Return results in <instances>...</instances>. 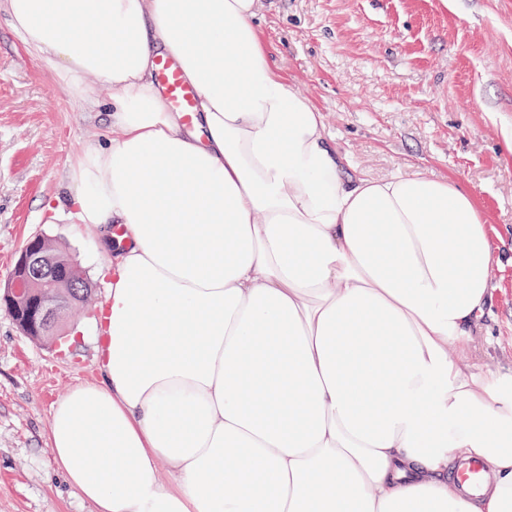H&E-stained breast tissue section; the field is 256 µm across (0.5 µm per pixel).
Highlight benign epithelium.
<instances>
[{
    "label": "benign epithelium",
    "instance_id": "benign-epithelium-1",
    "mask_svg": "<svg viewBox=\"0 0 512 512\" xmlns=\"http://www.w3.org/2000/svg\"><path fill=\"white\" fill-rule=\"evenodd\" d=\"M83 282L80 269L58 256L43 235L22 250L7 285L4 301L15 321L31 336L50 332L63 322L71 299Z\"/></svg>",
    "mask_w": 512,
    "mask_h": 512
}]
</instances>
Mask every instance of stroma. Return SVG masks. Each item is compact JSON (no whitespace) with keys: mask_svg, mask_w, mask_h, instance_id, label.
I'll return each mask as SVG.
<instances>
[{"mask_svg":"<svg viewBox=\"0 0 512 512\" xmlns=\"http://www.w3.org/2000/svg\"><path fill=\"white\" fill-rule=\"evenodd\" d=\"M259 24L278 71L323 112L347 173L422 172L472 194L507 258L491 272L475 356L511 369L512 0H260ZM107 134L0 10V287L37 234L94 287L60 347L26 336L0 305V512H95L58 471L49 424L62 396L99 377L112 249L106 227L76 222L66 172Z\"/></svg>","mask_w":512,"mask_h":512,"instance_id":"stroma-1","label":"stroma"}]
</instances>
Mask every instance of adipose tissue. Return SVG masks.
Wrapping results in <instances>:
<instances>
[{"label":"adipose tissue","instance_id":"1","mask_svg":"<svg viewBox=\"0 0 512 512\" xmlns=\"http://www.w3.org/2000/svg\"><path fill=\"white\" fill-rule=\"evenodd\" d=\"M111 138L71 158L118 224L94 384L51 411L97 512H512V371L473 357L499 263L473 196L343 174L274 67L258 0H0ZM172 57L192 124L154 79ZM477 459L470 493L448 476Z\"/></svg>","mask_w":512,"mask_h":512}]
</instances>
